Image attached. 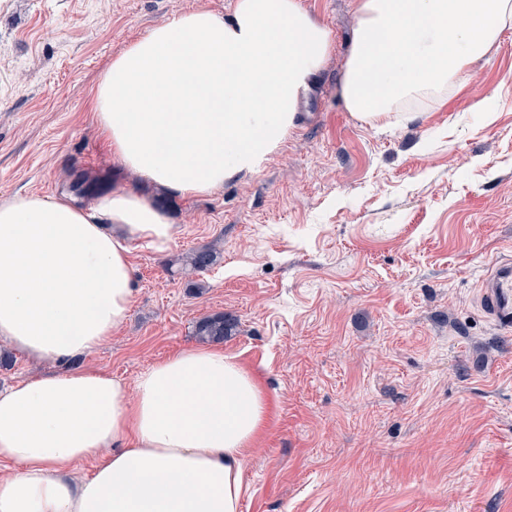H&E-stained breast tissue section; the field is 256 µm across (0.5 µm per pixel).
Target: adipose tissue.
Segmentation results:
<instances>
[{
    "mask_svg": "<svg viewBox=\"0 0 512 512\" xmlns=\"http://www.w3.org/2000/svg\"><path fill=\"white\" fill-rule=\"evenodd\" d=\"M509 29L512 0H358L337 94L361 123L403 121L407 105L455 91ZM332 44L300 0L179 13L113 59L95 116L120 165L207 193L279 148ZM173 237L132 191L86 209L35 195L0 205V341L57 367L0 390V460L12 465L0 512H240L268 404L234 357L188 349L131 385L70 366L128 317L132 242L162 253ZM93 458V473L74 477Z\"/></svg>",
    "mask_w": 512,
    "mask_h": 512,
    "instance_id": "obj_1",
    "label": "adipose tissue"
}]
</instances>
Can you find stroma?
Masks as SVG:
<instances>
[{
    "label": "stroma",
    "instance_id": "obj_1",
    "mask_svg": "<svg viewBox=\"0 0 512 512\" xmlns=\"http://www.w3.org/2000/svg\"><path fill=\"white\" fill-rule=\"evenodd\" d=\"M301 3L333 32L314 98L261 171L192 195L119 167L90 90L154 27L235 0H0V204L87 205L103 179L165 213L169 250L133 243L129 316L78 365L131 384L199 318H236L224 352L271 404L240 512H512V332L480 304L512 259V30L382 131L336 94L357 0ZM205 248L217 264L182 274Z\"/></svg>",
    "mask_w": 512,
    "mask_h": 512
}]
</instances>
